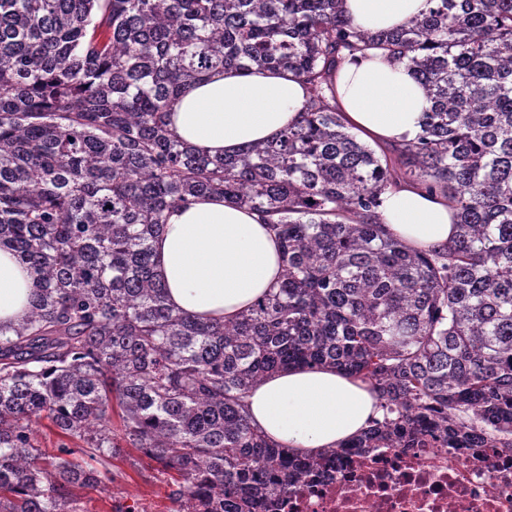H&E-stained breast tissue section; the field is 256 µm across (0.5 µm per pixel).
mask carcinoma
<instances>
[{
    "label": "carcinoma",
    "instance_id": "carcinoma-1",
    "mask_svg": "<svg viewBox=\"0 0 512 512\" xmlns=\"http://www.w3.org/2000/svg\"><path fill=\"white\" fill-rule=\"evenodd\" d=\"M341 2L0 0V247L36 278L0 330V512H83L126 448L177 475L176 512H265L311 472L424 432L512 450V0H427L377 35ZM375 46L429 103L383 156L334 87ZM252 65L303 78L301 122L233 157L169 133L175 96ZM398 182L448 198V248L381 224ZM206 194L270 217L282 248L279 287L227 323L169 308L152 262L166 210ZM324 365L367 384L381 417L315 454L251 425L264 377Z\"/></svg>",
    "mask_w": 512,
    "mask_h": 512
}]
</instances>
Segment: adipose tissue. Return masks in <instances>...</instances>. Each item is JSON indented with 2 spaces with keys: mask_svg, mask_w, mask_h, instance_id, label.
I'll list each match as a JSON object with an SVG mask.
<instances>
[{
  "mask_svg": "<svg viewBox=\"0 0 512 512\" xmlns=\"http://www.w3.org/2000/svg\"><path fill=\"white\" fill-rule=\"evenodd\" d=\"M425 8L426 0H344L347 16L365 32L406 26ZM334 84L345 122L362 140L396 146L419 135L428 106L425 90L383 50L347 58ZM305 104V84L292 73L255 66L225 69L179 94L167 125L200 153L231 156L298 122ZM379 218L419 250L443 249L455 233L447 198L415 184L389 186ZM152 249L169 305L202 319H235L283 273L279 243L259 214L218 195L170 208ZM34 288L30 269L13 251L0 248L1 327L25 316ZM247 407L251 423L274 442L310 454L359 434L380 415L365 384L331 366L276 372L252 388Z\"/></svg>",
  "mask_w": 512,
  "mask_h": 512,
  "instance_id": "adipose-tissue-1",
  "label": "adipose tissue"
}]
</instances>
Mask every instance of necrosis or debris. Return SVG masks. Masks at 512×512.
<instances>
[{"label":"necrosis or debris","instance_id":"obj_1","mask_svg":"<svg viewBox=\"0 0 512 512\" xmlns=\"http://www.w3.org/2000/svg\"><path fill=\"white\" fill-rule=\"evenodd\" d=\"M277 512H512V452L459 456L427 437L414 448H373L299 484Z\"/></svg>","mask_w":512,"mask_h":512}]
</instances>
